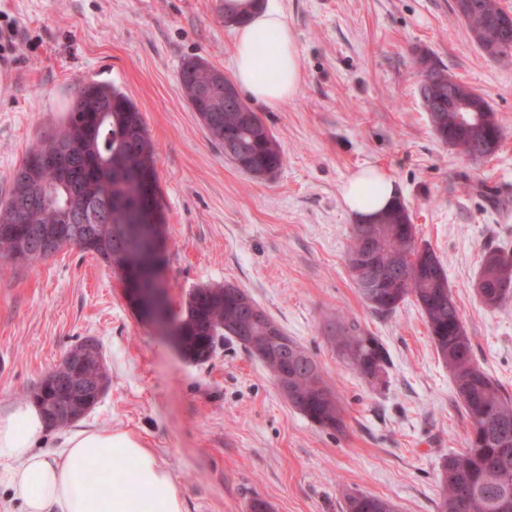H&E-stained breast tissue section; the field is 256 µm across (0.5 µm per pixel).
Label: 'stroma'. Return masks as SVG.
Here are the masks:
<instances>
[{
    "label": "stroma",
    "instance_id": "stroma-1",
    "mask_svg": "<svg viewBox=\"0 0 512 512\" xmlns=\"http://www.w3.org/2000/svg\"><path fill=\"white\" fill-rule=\"evenodd\" d=\"M294 34L302 83L280 110L255 105L286 163L251 179L212 144L185 98L180 68L198 57L232 74L224 0H0V200L27 150L89 82L112 84L143 115L155 145L167 226L169 308L224 282L246 290L319 363L345 410L326 431L290 407L263 363L225 340L202 363L128 303L101 259L69 247L0 264V406L58 366L81 338L102 346L107 390L82 425L138 435L170 469L186 512H343L345 496L437 512V473L462 451L468 423L421 310L373 313L346 247L356 216L347 178L393 179L419 241L440 256L476 360L512 397V301L484 309L483 253L512 252V59L466 37L453 0H277ZM427 53L482 93L504 138L475 163L439 141L419 96ZM377 336L381 382L356 374L329 339L337 321Z\"/></svg>",
    "mask_w": 512,
    "mask_h": 512
}]
</instances>
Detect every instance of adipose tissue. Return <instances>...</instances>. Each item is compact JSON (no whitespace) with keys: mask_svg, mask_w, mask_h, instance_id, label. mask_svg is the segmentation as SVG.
I'll return each mask as SVG.
<instances>
[{"mask_svg":"<svg viewBox=\"0 0 512 512\" xmlns=\"http://www.w3.org/2000/svg\"><path fill=\"white\" fill-rule=\"evenodd\" d=\"M233 65L238 86L270 110L297 95L302 68L275 0L252 9L235 27ZM396 196L393 180L374 167L353 173L342 190L346 209L361 218L385 210ZM49 431L37 406L0 408V512H184L170 470L137 436L81 428L60 449L37 451ZM92 462L110 472L111 488L89 481Z\"/></svg>","mask_w":512,"mask_h":512,"instance_id":"ef3b65f1","label":"adipose tissue"}]
</instances>
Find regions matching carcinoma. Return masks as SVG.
I'll return each mask as SVG.
<instances>
[{"mask_svg": "<svg viewBox=\"0 0 512 512\" xmlns=\"http://www.w3.org/2000/svg\"><path fill=\"white\" fill-rule=\"evenodd\" d=\"M473 11L464 21L466 31L479 29L483 47H501L512 52V38L502 41L490 19L501 12L499 0H470ZM419 75L429 73V91H438L429 121L439 141H456L460 152L478 161L490 140H500L502 127L486 98L467 87L478 109L466 129L459 113L448 109V67L427 54L417 58ZM201 62L188 59L180 70V84L191 108L197 112L209 139L221 147L230 146V159L242 171L258 180L273 178L284 166L285 155L270 128L254 111H218L202 107L195 96L196 77ZM97 104L107 108L98 123L89 120L85 108ZM69 155L67 184L59 185L54 167L43 158L65 148ZM155 148L142 113L112 85L91 82L83 85L61 122L45 133L27 152L12 176V188L0 201V258L16 262L14 254L30 244L34 231L58 237L55 251L74 245L98 256L109 267L133 266L134 255L117 250L118 234L131 224L161 232L163 215L151 222L152 211L161 210L157 185L142 195L137 176H157ZM25 212L28 223L15 217ZM87 215L79 236H74L70 217ZM378 235L369 240L352 228L347 255L366 248L376 251L380 265H397L398 276L374 289L369 296L358 292L367 306L380 315H391L399 305L414 298L425 318L436 354L452 377L453 393L469 425L463 451L446 458L437 476L440 488L437 512H501L512 502V398L503 395L501 385L476 362L471 338L460 309L448 288V275L439 256L429 246L416 255V226L404 202L398 200L378 214ZM502 250H489L482 258L476 293L487 309H497L512 299V261ZM235 284L226 282L197 288L189 294L182 317L178 318L184 355L205 361L217 344L242 329L261 334L263 326L251 323L233 296ZM334 341L340 354L362 377L378 380L388 365V353L380 340L339 327ZM288 355L299 352L313 368L296 361L292 369L299 398L294 409L324 430L345 428L343 409L335 390L326 381L316 360L295 339L288 338ZM56 396L51 377L43 378L26 393L36 405L48 404ZM345 512H395V506L379 496L363 492L345 497Z\"/></svg>", "mask_w": 512, "mask_h": 512, "instance_id": "obj_1", "label": "carcinoma"}]
</instances>
